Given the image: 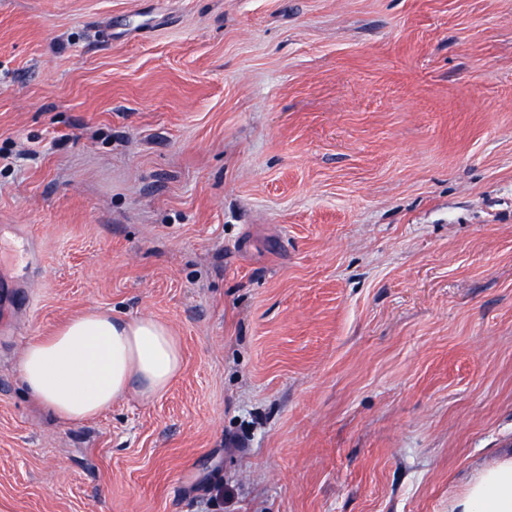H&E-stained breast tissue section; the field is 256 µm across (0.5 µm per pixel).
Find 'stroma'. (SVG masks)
Returning a JSON list of instances; mask_svg holds the SVG:
<instances>
[{
    "instance_id": "35a3bbf8",
    "label": "stroma",
    "mask_w": 512,
    "mask_h": 512,
    "mask_svg": "<svg viewBox=\"0 0 512 512\" xmlns=\"http://www.w3.org/2000/svg\"><path fill=\"white\" fill-rule=\"evenodd\" d=\"M179 336L54 419L25 346ZM512 453V0H0V501L446 512ZM182 366L179 337L166 323L93 310L30 343L19 370L33 400L52 417L82 423L132 392L163 394Z\"/></svg>"
}]
</instances>
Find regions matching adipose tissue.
<instances>
[{
	"mask_svg": "<svg viewBox=\"0 0 512 512\" xmlns=\"http://www.w3.org/2000/svg\"><path fill=\"white\" fill-rule=\"evenodd\" d=\"M180 340L164 322L93 310L23 351L20 376L55 419L88 421L130 393L163 394L180 376ZM447 512H512V455L476 468Z\"/></svg>",
	"mask_w": 512,
	"mask_h": 512,
	"instance_id": "obj_1",
	"label": "adipose tissue"
}]
</instances>
